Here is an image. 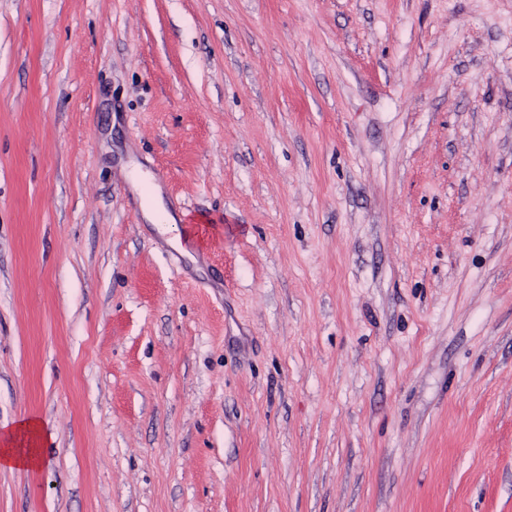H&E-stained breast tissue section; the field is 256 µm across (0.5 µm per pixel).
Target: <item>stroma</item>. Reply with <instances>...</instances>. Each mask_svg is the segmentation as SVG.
Returning a JSON list of instances; mask_svg holds the SVG:
<instances>
[{"instance_id":"35a3bbf8","label":"stroma","mask_w":512,"mask_h":512,"mask_svg":"<svg viewBox=\"0 0 512 512\" xmlns=\"http://www.w3.org/2000/svg\"><path fill=\"white\" fill-rule=\"evenodd\" d=\"M31 415L0 512H512V0H0ZM45 437L40 422L26 417L0 435V465L16 469H33L40 465L39 446Z\"/></svg>"}]
</instances>
